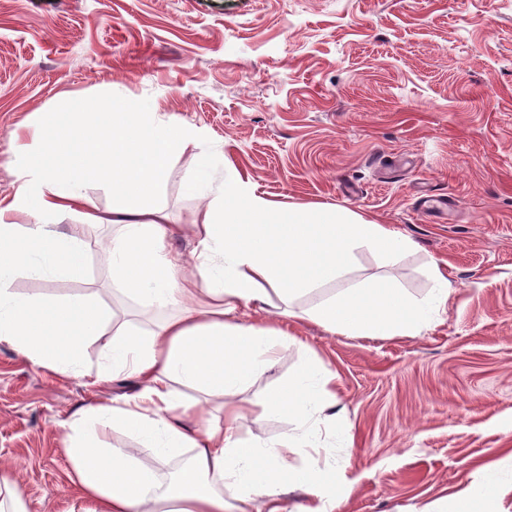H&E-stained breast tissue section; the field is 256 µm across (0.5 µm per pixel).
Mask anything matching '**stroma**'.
Listing matches in <instances>:
<instances>
[{
	"label": "stroma",
	"instance_id": "stroma-1",
	"mask_svg": "<svg viewBox=\"0 0 512 512\" xmlns=\"http://www.w3.org/2000/svg\"><path fill=\"white\" fill-rule=\"evenodd\" d=\"M71 95L147 103L203 128L248 192L413 242L394 260L355 249L345 278L300 308L370 280L419 302L432 266L448 278L447 308L414 336L272 316L298 341L243 391V443L295 428L263 403L314 356L336 374V419L321 426L334 453L295 448L288 465L347 482L343 512H512V0H20L0 14L1 203L19 185L16 155ZM187 162L172 155L158 193L180 222L209 177ZM107 233L86 227L81 276L24 272L14 290L111 305ZM108 365L93 344L82 375L57 376L0 345V463L20 465L33 512H60L64 420L133 390L87 388Z\"/></svg>",
	"mask_w": 512,
	"mask_h": 512
}]
</instances>
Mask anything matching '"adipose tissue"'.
Returning <instances> with one entry per match:
<instances>
[{"mask_svg":"<svg viewBox=\"0 0 512 512\" xmlns=\"http://www.w3.org/2000/svg\"><path fill=\"white\" fill-rule=\"evenodd\" d=\"M68 128L59 139V128ZM39 148L18 165L19 186L0 206V344L12 346L34 368L60 376L80 372L84 349L103 343L111 374L129 378L136 390L75 411L66 423L64 452L73 474L61 495L66 512H285L288 490H301L299 512H340L343 489L289 469L292 444L310 445V421L332 407L336 375L307 364L286 394L270 395L268 414H289L299 425L280 440L256 439L244 447L239 430L246 406L239 395L273 367L288 333L269 327L270 286L286 283L284 303L324 281L344 277L354 249L384 246L389 257L410 240L355 213L327 206L281 209L255 197L213 168L204 202L189 223H175L156 199H138L137 187H160L169 177L175 148L194 151L190 168H201L215 148L202 128L182 126L171 138L156 113L117 112L104 104L90 119L84 99L64 112L47 113ZM105 187L111 208L95 211L87 185ZM110 226L107 242L115 294L138 303L150 316L141 328L126 312L100 309L86 294L58 306L23 297L13 288L20 272L81 275L82 220ZM67 231H59L61 222ZM191 237V253L177 247ZM430 297L415 305L374 283L358 285L298 320L332 332L363 336L419 333L452 295L441 270L433 272ZM68 342H55L59 327ZM123 427L137 444H107L110 429Z\"/></svg>","mask_w":512,"mask_h":512,"instance_id":"obj_1","label":"adipose tissue"}]
</instances>
